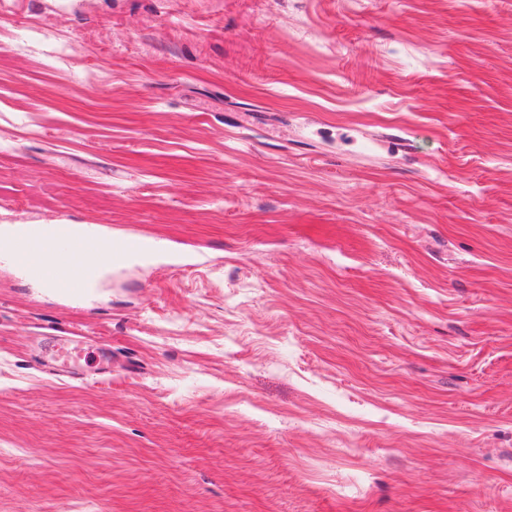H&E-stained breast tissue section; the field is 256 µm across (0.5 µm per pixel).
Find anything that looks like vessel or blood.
<instances>
[{
  "instance_id": "obj_1",
  "label": "vessel or blood",
  "mask_w": 512,
  "mask_h": 512,
  "mask_svg": "<svg viewBox=\"0 0 512 512\" xmlns=\"http://www.w3.org/2000/svg\"><path fill=\"white\" fill-rule=\"evenodd\" d=\"M155 250L153 241L138 236L113 243L94 224H24L8 247L0 249V263L10 264L19 275L37 279L49 293L78 304L93 294L102 268L151 256ZM84 255L97 256V264L81 263Z\"/></svg>"
}]
</instances>
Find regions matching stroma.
I'll use <instances>...</instances> for the list:
<instances>
[{"instance_id":"obj_1","label":"stroma","mask_w":512,"mask_h":512,"mask_svg":"<svg viewBox=\"0 0 512 512\" xmlns=\"http://www.w3.org/2000/svg\"><path fill=\"white\" fill-rule=\"evenodd\" d=\"M58 221L159 249L0 264V512H512V0H0Z\"/></svg>"}]
</instances>
